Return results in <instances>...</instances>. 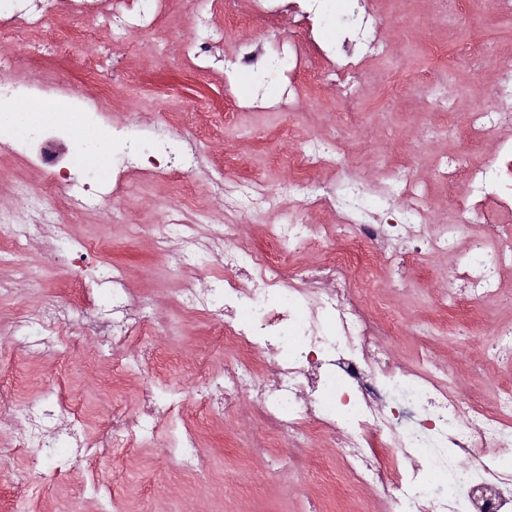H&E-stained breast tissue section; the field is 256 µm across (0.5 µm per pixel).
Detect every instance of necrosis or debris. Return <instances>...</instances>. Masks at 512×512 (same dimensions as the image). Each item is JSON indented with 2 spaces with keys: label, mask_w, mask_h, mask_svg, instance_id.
<instances>
[{
  "label": "necrosis or debris",
  "mask_w": 512,
  "mask_h": 512,
  "mask_svg": "<svg viewBox=\"0 0 512 512\" xmlns=\"http://www.w3.org/2000/svg\"><path fill=\"white\" fill-rule=\"evenodd\" d=\"M168 0H0V35L46 31L61 18L96 19L120 45L129 32L151 33L167 9ZM323 62L324 78L343 104L366 58L385 57L388 44L371 0H359L349 34L327 47L316 41L292 42L287 48L248 45L223 58L211 42L186 39L183 60L196 69L224 67L229 73L267 72L280 79L276 99L262 93L246 98L243 108L292 112L299 108L295 76L307 65L309 53ZM15 60L0 56V149L21 155L31 165L56 166L50 147L73 126L40 112L18 115L14 81ZM487 105L460 115V126L475 133L495 126L512 127V65L503 64L499 77L481 90ZM183 175L193 177L201 156L189 138L174 142L161 134L143 145L122 134L112 136V168L108 173L82 170L75 154L56 188L70 210L81 211L116 200L120 186L132 176L163 174L173 159ZM337 184L319 186L306 197L302 210L339 211L344 231L324 257L296 269L289 253L268 251L243 241L235 225L223 235L182 234L171 253L175 267L189 268L205 256L224 264V284L202 289L187 279L182 291L196 310L216 325V334L234 361L225 365L222 380H208L200 402L211 410L237 415L242 399L255 409L253 454L276 448L279 455L302 462L301 436L310 432L339 441V459L357 481L372 484L388 512H512V389L494 403L463 402L448 386L447 369H407L394 362L382 345L391 333L383 312L360 299L357 284L368 273L386 266L404 275L409 253H448L446 304L476 307L497 295L503 271L512 270V226L494 224L490 213H512V141L496 145L491 158L461 162L444 160L441 175L453 179L464 172L469 193L455 207L451 223L428 231L425 195L409 177L373 183L353 167L337 165ZM41 233L57 242L44 255L46 266L76 265L88 249L77 246L57 225L46 198L31 199L9 237L20 248ZM95 287L110 289L108 303L97 304L83 294V333L100 346L124 355L146 326L142 304L125 288L120 274L102 272ZM71 304L58 300L39 308L43 327L37 344L64 357L81 354L79 344L63 339ZM250 377L242 388V377ZM139 404L129 412L102 417L74 403L64 380L42 393L38 405L18 406L22 388L0 395V409L18 411L22 434L13 453L36 459L46 488H54L75 467L95 471L103 450L114 437L130 442L166 434V447L178 449L191 462L197 434L187 425L179 399H158L152 388L139 384ZM94 429L96 445L88 447L85 429ZM65 444L66 459L51 455ZM424 463H416L417 454Z\"/></svg>",
  "instance_id": "obj_1"
}]
</instances>
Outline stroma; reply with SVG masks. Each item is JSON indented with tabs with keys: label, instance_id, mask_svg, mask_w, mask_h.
I'll return each mask as SVG.
<instances>
[{
	"label": "stroma",
	"instance_id": "1",
	"mask_svg": "<svg viewBox=\"0 0 512 512\" xmlns=\"http://www.w3.org/2000/svg\"><path fill=\"white\" fill-rule=\"evenodd\" d=\"M212 0H169V11L158 31L129 37L120 55H111L105 33L76 38L71 26L58 24L52 33L38 34L43 53L26 48L23 39L0 38V53L17 57L18 81L41 82L44 75L64 78L80 91L88 107L106 113L110 127L140 138L158 129L179 125L198 131L204 153L193 189L180 173L161 178H136L122 188L119 207L103 204L84 214L71 213L53 186L50 169L28 165L9 153L0 154V231L8 230L25 204L24 193L51 197L58 219L78 241H101L105 250L93 254L91 265L110 264L124 270L143 312L166 328L165 335L146 336L142 348L151 359L130 371L117 357L88 343V353L73 359L66 374L71 394L86 406L107 410L133 409L138 399L130 384L136 375L154 377L153 389L163 396L181 392L187 411H194L196 391L204 376L195 374L193 359L204 360L206 376L224 371V349L213 335L210 317L188 307L181 293L184 272L167 256L179 239L165 218L169 207L182 209L200 233L219 236L225 225L241 223L244 236L264 247L271 226L292 223L308 192L303 180L288 172L294 148L321 142L339 143L351 165L375 179L409 175L420 182L429 202V223L445 224L454 216L453 202L467 191L464 178L449 182L438 175L442 160L462 145L461 130L453 129L433 95L440 84L457 101L458 111L472 105L470 93L495 80L497 69L479 71L462 66L442 70L438 55L448 42H489L512 47V17L497 16L489 0H379L378 11L391 56L367 59L353 88L354 106L361 114L351 127L334 86L316 75L298 77L302 108L294 112L244 111L235 99L247 98L240 75L216 69L201 72L183 62L163 63L159 53L176 55L178 40L201 37L198 12ZM237 7L245 19L227 22L216 35L218 51L231 56L240 44L273 33L281 41H303L304 32L288 13L271 18L249 17L248 0ZM401 73L403 94L390 100L385 92L392 73ZM226 177L243 186L262 185L269 203L253 212H226L224 202L209 190L213 179ZM53 242L31 240L19 253L0 261V339L15 340L40 334L31 320L38 305L69 296L68 268H49L43 262ZM446 256L414 258L407 289L387 285L384 270L371 271L360 293L381 304L397 325L386 343L395 360L407 368L429 362L436 368L476 359L501 322H512V275L500 297L479 309L440 305L438 282L447 268ZM52 354L30 347L14 355L13 376L28 386L27 402L36 404L41 390L57 373ZM250 404H242L237 419L215 413L202 422V448L193 469H185L173 449L146 446L152 462L149 475L127 467V449L116 440L100 460L96 473L76 469L50 497L42 512H68L80 501L83 512H385V505L368 484L350 485L339 470L335 448L317 435L306 438L308 462L300 466L278 455L248 453ZM0 468L10 480L0 482V512H16L18 484L38 491L41 471L19 459L0 456Z\"/></svg>",
	"mask_w": 512,
	"mask_h": 512
}]
</instances>
